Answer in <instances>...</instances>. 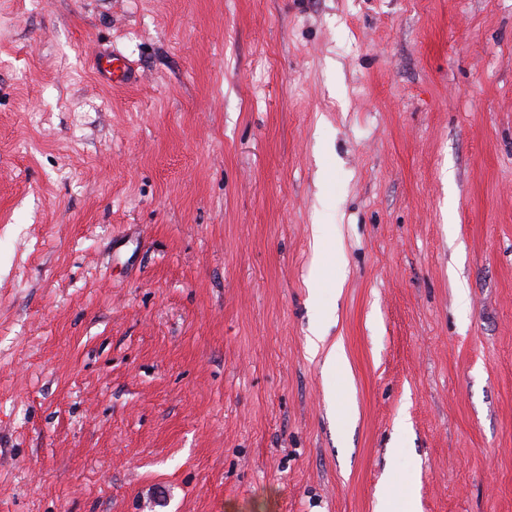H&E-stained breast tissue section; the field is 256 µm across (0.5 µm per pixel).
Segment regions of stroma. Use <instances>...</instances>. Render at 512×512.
<instances>
[{"mask_svg":"<svg viewBox=\"0 0 512 512\" xmlns=\"http://www.w3.org/2000/svg\"><path fill=\"white\" fill-rule=\"evenodd\" d=\"M409 494L512 512V0H0V512ZM95 69L98 76L107 81H130L132 72L124 59L115 54L100 53L95 59Z\"/></svg>","mask_w":512,"mask_h":512,"instance_id":"35a3bbf8","label":"stroma"}]
</instances>
